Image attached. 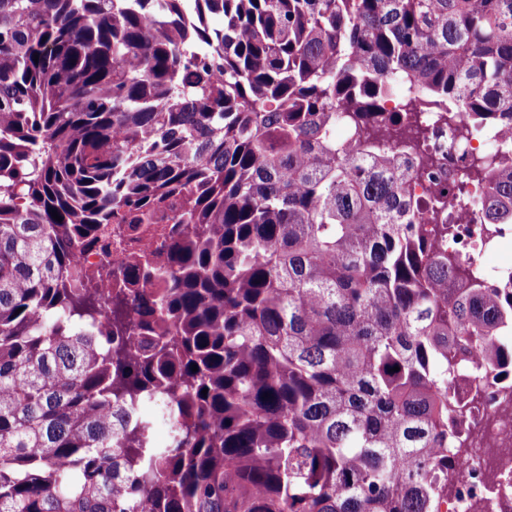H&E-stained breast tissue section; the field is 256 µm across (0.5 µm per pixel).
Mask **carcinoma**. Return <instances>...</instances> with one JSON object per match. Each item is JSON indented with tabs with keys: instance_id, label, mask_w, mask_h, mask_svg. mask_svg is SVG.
Returning a JSON list of instances; mask_svg holds the SVG:
<instances>
[{
	"instance_id": "carcinoma-1",
	"label": "carcinoma",
	"mask_w": 512,
	"mask_h": 512,
	"mask_svg": "<svg viewBox=\"0 0 512 512\" xmlns=\"http://www.w3.org/2000/svg\"><path fill=\"white\" fill-rule=\"evenodd\" d=\"M495 127L512 0H0V512H441L512 395L438 223L512 224ZM114 231V227L112 230V267H117L121 265L125 258L129 256V254L139 251L143 248V245L147 241H151L154 246L157 243V238L154 234L144 233L141 234L135 241H129V236L126 233H121L120 235Z\"/></svg>"
}]
</instances>
